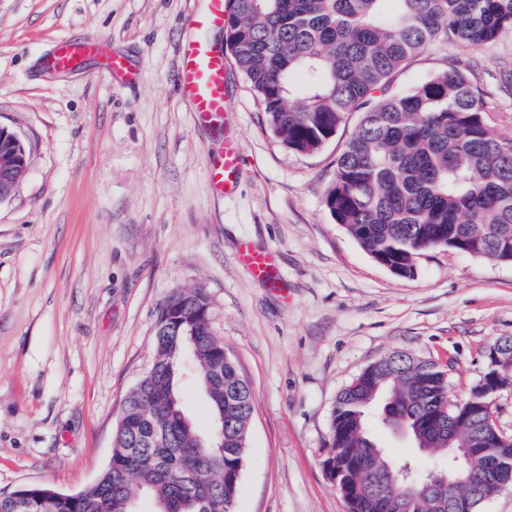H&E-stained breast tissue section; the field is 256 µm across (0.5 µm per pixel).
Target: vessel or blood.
I'll list each match as a JSON object with an SVG mask.
<instances>
[{"label":"vessel or blood","instance_id":"obj_1","mask_svg":"<svg viewBox=\"0 0 512 512\" xmlns=\"http://www.w3.org/2000/svg\"><path fill=\"white\" fill-rule=\"evenodd\" d=\"M189 36L180 48L178 84L190 112L204 124L222 116L227 107L226 70L224 55L210 43L206 35L224 26V0H205L192 12L187 21ZM98 58L108 80H126L130 69L124 57L105 53L100 41L87 38L81 41L63 40L57 43L48 63L51 68L65 71L80 59ZM241 147L236 139L225 138L210 163V185L213 193H230L241 171ZM237 256L252 275L268 283H276L277 271L269 253L258 250L249 242H241Z\"/></svg>","mask_w":512,"mask_h":512}]
</instances>
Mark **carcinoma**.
I'll use <instances>...</instances> for the list:
<instances>
[{"mask_svg": "<svg viewBox=\"0 0 512 512\" xmlns=\"http://www.w3.org/2000/svg\"><path fill=\"white\" fill-rule=\"evenodd\" d=\"M226 46L271 131L289 149L318 152L353 112L358 129L336 158L324 204L334 221L374 259L412 277L424 250L448 247L512 263V139L496 131L478 88L457 66L405 90L398 75L418 55L494 43L512 30V0H225ZM177 310L163 304L150 371L126 396L100 476L45 504V485L0 496V512H131L134 486L156 512H234L253 413V389L209 327L201 288L179 289ZM490 374L512 386V347ZM204 390L214 419L208 456L182 410L184 363ZM474 385L448 396V374L430 359L394 351L366 367L332 410L330 466L349 512H448L456 492L494 487L512 469V437L492 419ZM446 462L465 448L468 480L459 488L436 472L404 481L368 431L371 408Z\"/></svg>", "mask_w": 512, "mask_h": 512, "instance_id": "obj_1", "label": "carcinoma"}]
</instances>
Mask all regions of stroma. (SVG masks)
Instances as JSON below:
<instances>
[{"instance_id": "obj_1", "label": "stroma", "mask_w": 512, "mask_h": 512, "mask_svg": "<svg viewBox=\"0 0 512 512\" xmlns=\"http://www.w3.org/2000/svg\"><path fill=\"white\" fill-rule=\"evenodd\" d=\"M199 3L0 0V126L29 152L0 202V495L24 484L72 493L99 476L123 400L152 366L160 309L180 288L205 290L212 331L254 390L235 512H347L323 468L339 392L403 351L450 365L460 400L495 340L512 336L511 263L436 248L401 278L334 222L323 197L357 115L318 153L293 152L230 62L225 116L195 123L176 75ZM84 37L125 56L135 79L109 81L94 60L47 71L60 40ZM458 62L512 138V32L425 53L399 84ZM228 133L242 143V177L218 196L208 168ZM243 240L274 255L280 287L239 262ZM181 400L209 435L192 377ZM370 433L412 472L440 465L380 420Z\"/></svg>"}]
</instances>
